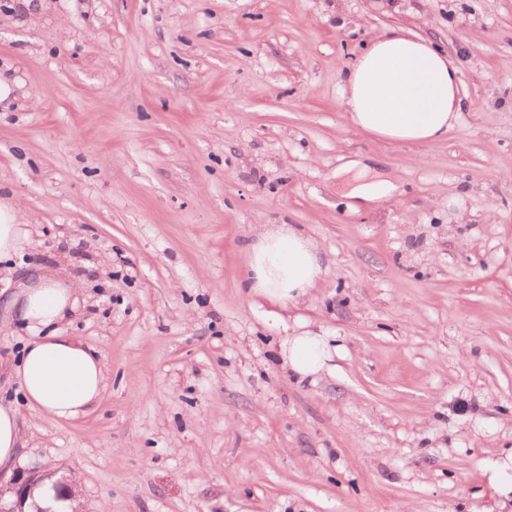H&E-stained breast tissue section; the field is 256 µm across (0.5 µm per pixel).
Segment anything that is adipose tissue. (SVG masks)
Masks as SVG:
<instances>
[{
    "label": "adipose tissue",
    "instance_id": "ef3b65f1",
    "mask_svg": "<svg viewBox=\"0 0 512 512\" xmlns=\"http://www.w3.org/2000/svg\"><path fill=\"white\" fill-rule=\"evenodd\" d=\"M342 87L351 125L387 143L440 140L465 107L447 52L402 28L374 36L345 71ZM246 250L251 295L274 304L305 300L323 273L315 241L289 224L257 227ZM14 287L0 310L30 336L15 368L25 398L51 419L87 414L104 388V365L94 348L59 332L78 306L77 286L37 265ZM335 351L328 337L306 330L282 337L278 357L304 379L325 369Z\"/></svg>",
    "mask_w": 512,
    "mask_h": 512
}]
</instances>
